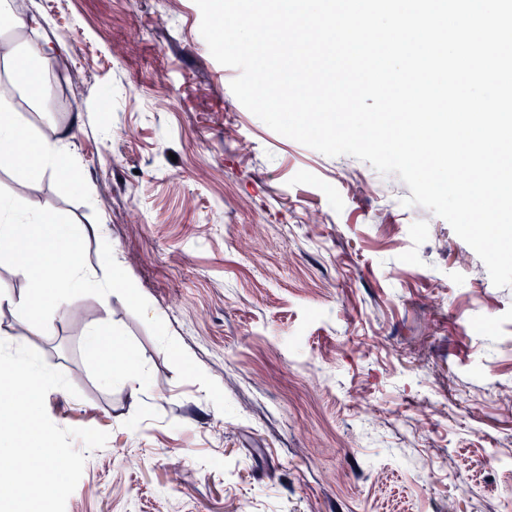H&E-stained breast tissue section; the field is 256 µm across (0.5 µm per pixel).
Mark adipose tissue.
Masks as SVG:
<instances>
[{"instance_id": "obj_1", "label": "adipose tissue", "mask_w": 512, "mask_h": 512, "mask_svg": "<svg viewBox=\"0 0 512 512\" xmlns=\"http://www.w3.org/2000/svg\"><path fill=\"white\" fill-rule=\"evenodd\" d=\"M70 138L68 131H57L54 138L35 136L19 122L10 98L0 97V163L18 170L22 176L17 195L24 201L22 210L0 203V241L13 244L25 270L32 275L34 288L31 298L15 301L11 294L0 291V306L20 305L28 317L41 322L50 321L51 313L44 311L45 299L63 305L69 290L95 292L104 306H111L112 297L127 292L129 283L125 271L116 258H109L105 277H98L90 270L70 240L73 232L69 226L57 223L46 216L39 203L27 196L32 181L44 176L64 159L63 151ZM36 224L41 235L36 245L21 242V227ZM87 351L100 360L101 377L112 381L115 374L131 378L135 369L125 365L117 369L114 356L122 352L123 344L112 329L92 331L86 341Z\"/></svg>"}]
</instances>
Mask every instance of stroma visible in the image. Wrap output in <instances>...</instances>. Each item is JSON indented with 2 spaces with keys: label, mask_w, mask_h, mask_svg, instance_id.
I'll return each mask as SVG.
<instances>
[{
  "label": "stroma",
  "mask_w": 512,
  "mask_h": 512,
  "mask_svg": "<svg viewBox=\"0 0 512 512\" xmlns=\"http://www.w3.org/2000/svg\"><path fill=\"white\" fill-rule=\"evenodd\" d=\"M51 41L37 136L73 126L85 182L29 195L135 299L71 293L52 326L0 332L73 391L50 419L107 432L66 512H502L512 503V286L395 175L272 131L236 99L194 0H14ZM103 233H93L95 225ZM154 312L146 318L137 306ZM111 326L140 383L102 381Z\"/></svg>",
  "instance_id": "obj_1"
}]
</instances>
